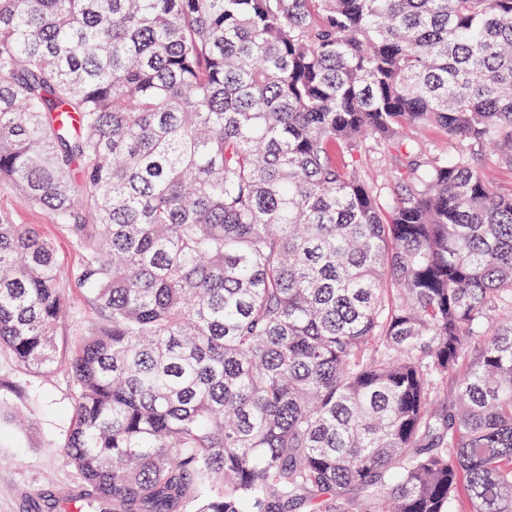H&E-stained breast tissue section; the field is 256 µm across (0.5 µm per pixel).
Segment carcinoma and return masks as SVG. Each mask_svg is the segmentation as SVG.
Segmentation results:
<instances>
[{
	"mask_svg": "<svg viewBox=\"0 0 512 512\" xmlns=\"http://www.w3.org/2000/svg\"><path fill=\"white\" fill-rule=\"evenodd\" d=\"M488 154L512 168V0H0V190L100 317L71 512H512ZM65 314L0 208V349L50 370ZM417 141L426 156H450L456 151V143L439 128L429 127L417 134Z\"/></svg>",
	"mask_w": 512,
	"mask_h": 512,
	"instance_id": "obj_1",
	"label": "carcinoma"
}]
</instances>
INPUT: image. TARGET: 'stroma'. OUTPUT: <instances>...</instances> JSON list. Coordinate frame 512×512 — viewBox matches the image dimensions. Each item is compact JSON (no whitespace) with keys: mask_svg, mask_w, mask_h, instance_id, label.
Wrapping results in <instances>:
<instances>
[{"mask_svg":"<svg viewBox=\"0 0 512 512\" xmlns=\"http://www.w3.org/2000/svg\"><path fill=\"white\" fill-rule=\"evenodd\" d=\"M16 223L38 225L56 247L61 273L77 263L66 236L42 212L18 194H0ZM68 317L57 338V358L66 360L75 343L94 327L99 316L87 291L64 287ZM73 391L65 369L44 375L21 368L7 349H0V512H28L36 495L62 492L81 476L64 448Z\"/></svg>","mask_w":512,"mask_h":512,"instance_id":"stroma-1","label":"stroma"}]
</instances>
